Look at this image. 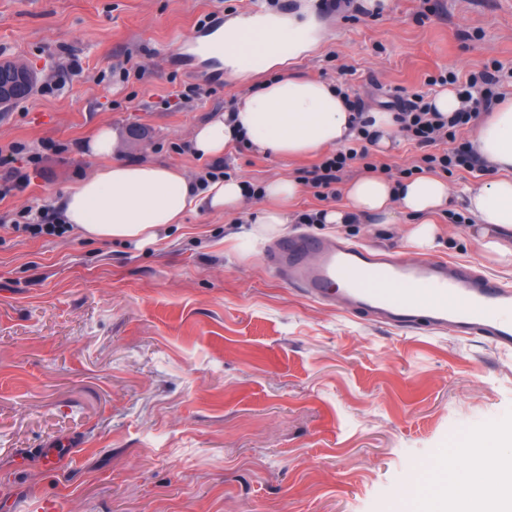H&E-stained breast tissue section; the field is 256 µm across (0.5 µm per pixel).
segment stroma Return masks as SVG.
<instances>
[{
  "instance_id": "1",
  "label": "stroma",
  "mask_w": 512,
  "mask_h": 512,
  "mask_svg": "<svg viewBox=\"0 0 512 512\" xmlns=\"http://www.w3.org/2000/svg\"><path fill=\"white\" fill-rule=\"evenodd\" d=\"M270 0H0V61L39 74L0 107V148L23 150L20 191L0 199V512H389L409 471L460 437L512 418V354L478 338L373 325L299 294L261 260L269 237L241 214L199 211L156 243L16 232L20 210L56 208L105 164L85 144L114 133L116 161L197 178L195 128L247 84L197 53L208 15ZM330 34L296 73L347 84L365 108L441 92L499 63L512 95V0H388L377 13H329ZM138 73L122 78L128 63ZM202 85L192 102L178 98ZM232 177L302 181L320 156L281 160L237 144ZM304 185L284 233L404 251L398 224L301 225L344 204ZM435 257L474 262L512 284L477 227L448 217ZM62 462L46 469L43 448Z\"/></svg>"
}]
</instances>
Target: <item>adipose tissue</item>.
I'll return each mask as SVG.
<instances>
[{"label":"adipose tissue","mask_w":512,"mask_h":512,"mask_svg":"<svg viewBox=\"0 0 512 512\" xmlns=\"http://www.w3.org/2000/svg\"><path fill=\"white\" fill-rule=\"evenodd\" d=\"M328 27L316 0H298L288 15L272 12L241 15L224 22V39L211 43L208 53H220L224 73L240 80L269 71L287 61L308 56L326 38ZM351 109L334 85L294 72L258 85L232 113H220L200 125L193 150L198 158L222 156L226 147L244 142L259 153L280 159L311 157L324 149L347 144L351 138ZM472 144L493 176L467 189L469 213L476 223L499 231L512 230V99L496 105L478 121ZM299 183L279 178L262 187L266 206L257 223L277 229L288 222L285 206L300 193ZM247 189L243 181L221 178L207 186L194 184L179 169L154 163L115 162L69 187L60 201L66 223L91 241L156 242L164 228L183 223L186 215L206 209L232 214L239 210ZM348 205L322 211L325 224H345L352 217L377 224L405 223L408 241L433 247L441 229L439 215L449 209L450 188L434 176L402 182L369 173L346 189ZM501 433L492 431L480 444L470 445L466 464L433 462L432 473L445 475L447 485L425 500L426 512H447L449 487L492 482L494 493L485 502L512 501V459L498 455ZM496 479H489V469Z\"/></svg>","instance_id":"obj_1"}]
</instances>
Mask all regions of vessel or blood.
Here are the masks:
<instances>
[{"mask_svg":"<svg viewBox=\"0 0 512 512\" xmlns=\"http://www.w3.org/2000/svg\"><path fill=\"white\" fill-rule=\"evenodd\" d=\"M265 263L313 301L402 330L448 331L512 352V286L471 264L374 252L298 232L274 240Z\"/></svg>","mask_w":512,"mask_h":512,"instance_id":"vessel-or-blood-1","label":"vessel or blood"}]
</instances>
